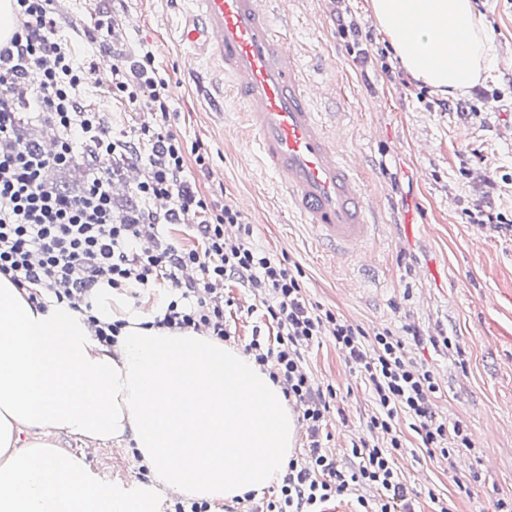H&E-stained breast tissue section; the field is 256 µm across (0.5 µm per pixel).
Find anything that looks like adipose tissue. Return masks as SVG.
<instances>
[{
  "label": "adipose tissue",
  "mask_w": 512,
  "mask_h": 512,
  "mask_svg": "<svg viewBox=\"0 0 512 512\" xmlns=\"http://www.w3.org/2000/svg\"><path fill=\"white\" fill-rule=\"evenodd\" d=\"M402 66L454 98L493 62L474 0H372ZM0 277V512H158L162 492L217 504L281 481L299 440L282 387L252 355L190 329L154 327L101 284L93 310L39 307ZM119 324L100 344L88 315ZM137 451L150 483H109L61 435Z\"/></svg>",
  "instance_id": "ef3b65f1"
}]
</instances>
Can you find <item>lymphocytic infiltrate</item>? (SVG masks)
Here are the masks:
<instances>
[{
  "label": "lymphocytic infiltrate",
  "instance_id": "obj_1",
  "mask_svg": "<svg viewBox=\"0 0 512 512\" xmlns=\"http://www.w3.org/2000/svg\"><path fill=\"white\" fill-rule=\"evenodd\" d=\"M55 2L14 0L15 31L0 44V274L27 289L30 300L76 309L100 283L135 299L163 286L168 297L156 327L203 330L221 341L230 336L225 282L250 289L277 332L271 339L254 330L245 351L300 404L308 440L304 459L289 461L267 512H326L327 503L346 495L355 496L356 512H416L394 467L406 448L399 421L408 420L432 457L452 458V436L458 447L473 445L461 424L438 416L433 372L413 361L405 337L387 328L366 332L310 302L301 266L252 244V225L226 203L223 187L191 190L187 166L206 171L209 154L203 143L174 134L168 82L149 47H140L133 73L124 60L112 61V94L147 109L152 120L131 138L112 136L100 112L82 103L86 69L72 38L60 33ZM34 123L53 130L51 151L25 134ZM136 151L145 154L134 188L141 205L121 216L112 201V167ZM80 165L88 176L78 192L52 176ZM171 224L182 226L192 244L159 239V227ZM324 335L346 353L375 403L368 428L379 438L353 442L346 467L323 444L336 392L317 385L305 366V350Z\"/></svg>",
  "mask_w": 512,
  "mask_h": 512
}]
</instances>
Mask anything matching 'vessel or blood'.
Segmentation results:
<instances>
[{
  "mask_svg": "<svg viewBox=\"0 0 512 512\" xmlns=\"http://www.w3.org/2000/svg\"><path fill=\"white\" fill-rule=\"evenodd\" d=\"M274 0H190L179 37L191 61L211 59L245 106L259 165L280 186L311 240L332 260L365 264L377 224L361 164L341 155L314 104L319 94L286 37Z\"/></svg>",
  "mask_w": 512,
  "mask_h": 512,
  "instance_id": "1",
  "label": "vessel or blood"
}]
</instances>
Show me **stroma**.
I'll return each instance as SVG.
<instances>
[{"label": "stroma", "instance_id": "35a3bbf8", "mask_svg": "<svg viewBox=\"0 0 512 512\" xmlns=\"http://www.w3.org/2000/svg\"><path fill=\"white\" fill-rule=\"evenodd\" d=\"M492 39L498 68L450 101L401 65L375 23L371 0H288L282 28L304 63L307 77L325 82L327 113L341 154H359L366 201L383 224L370 249V275L352 263L334 265L308 239L273 178L251 158L254 134L243 106L223 91L224 76L211 63L197 72L182 67L178 37L185 0H59L61 31L113 16L112 33L96 44L99 64L133 59L149 44L169 84L173 131L200 142L210 174L190 170L193 190L224 185L227 201L254 200L245 215L253 243L300 264L306 294L365 330L418 327L411 345L419 363L441 384L436 405L449 422L467 426L473 448L455 466L429 457L408 421H400L408 449L398 462L419 512H434V498L455 512H497L512 496V0H476ZM86 105L102 112L112 134H129L142 109L91 83ZM433 268L427 281L414 270ZM224 317L244 348L261 325V304L233 282L224 285ZM445 334L450 347L431 345ZM305 361L316 383L332 385L337 399L325 428L328 446L346 458L368 431L374 409L369 388L329 338L310 346ZM106 479L148 484V471L107 444L84 451Z\"/></svg>", "mask_w": 512, "mask_h": 512}]
</instances>
